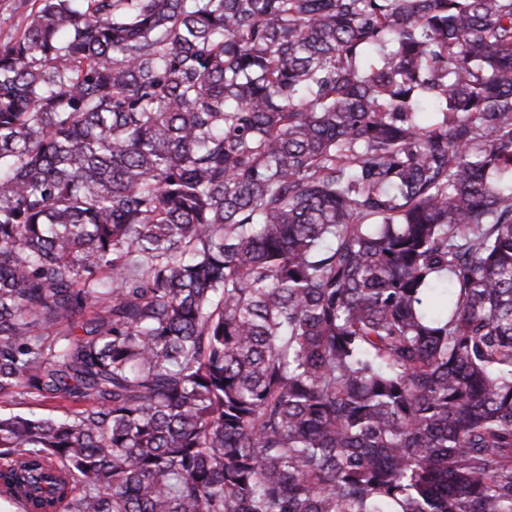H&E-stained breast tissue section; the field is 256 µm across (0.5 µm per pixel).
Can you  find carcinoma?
<instances>
[{
  "label": "carcinoma",
  "instance_id": "cac0c4a2",
  "mask_svg": "<svg viewBox=\"0 0 512 512\" xmlns=\"http://www.w3.org/2000/svg\"><path fill=\"white\" fill-rule=\"evenodd\" d=\"M24 2L0 500L512 512V0Z\"/></svg>",
  "mask_w": 512,
  "mask_h": 512
}]
</instances>
